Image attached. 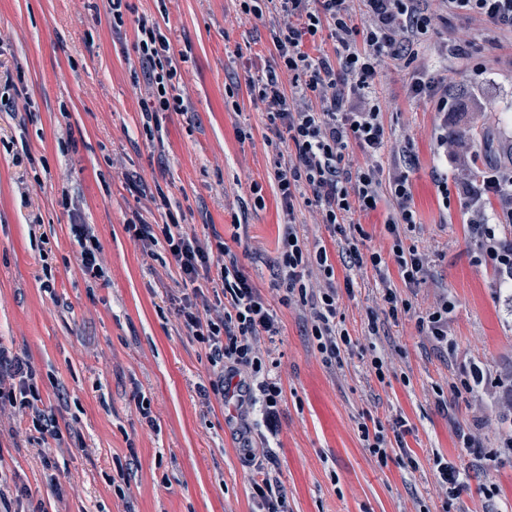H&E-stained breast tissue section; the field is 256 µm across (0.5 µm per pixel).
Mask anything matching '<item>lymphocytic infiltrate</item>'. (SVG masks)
Wrapping results in <instances>:
<instances>
[{
  "label": "lymphocytic infiltrate",
  "mask_w": 512,
  "mask_h": 512,
  "mask_svg": "<svg viewBox=\"0 0 512 512\" xmlns=\"http://www.w3.org/2000/svg\"><path fill=\"white\" fill-rule=\"evenodd\" d=\"M281 23L272 33L279 71L292 76L283 88L278 73L250 79L254 101L264 105L271 125L285 127L293 154H284L280 142H272L274 176L283 206L289 216L282 236L278 263L280 285L286 300L300 299L308 308L307 322L318 351L327 365L340 360L351 349L352 340L337 319L339 295L331 285L335 269L327 249L310 244L300 234L293 218L295 204L306 198L327 226L344 224L353 211H370L381 198V184L372 164L357 166L346 175L342 163L350 143L363 147L372 157L384 145L381 107L373 97V80L383 58L412 52L431 24L423 0H363L370 24L362 41H355L350 0H269ZM447 9H465L498 30L512 33V0H441ZM329 30L336 47L333 55L312 57L305 49L322 30ZM139 59L147 76V96L142 101L144 121H154L159 112L184 111V99L175 94L173 80L179 64L169 41L156 23L141 19L137 25ZM350 84V96L337 93L339 81ZM483 189L499 205L500 224L477 215L471 224L477 254L492 261L500 284L512 283V238L503 236L501 224L512 223V172L490 170L482 179ZM394 201L388 228L393 236L389 256L374 251L362 254L355 235L338 243L340 254L350 264L370 262L384 271L395 260L405 284L422 281L427 271L425 253L404 246L402 235L416 226L412 192L405 172H394L388 184ZM165 241L184 280L197 282L200 271L215 270L213 285L224 297L217 315H200L194 302L181 314L187 330L211 350L214 392L235 394L238 404L251 400L252 382H259L263 395L264 423L276 429L282 389L268 377L260 350L261 338L279 334L276 317L253 287L224 245H202L183 229L170 224ZM31 366L0 346V406L21 404L31 411L32 425L39 432H53L55 422L46 418L37 402Z\"/></svg>",
  "instance_id": "lymphocytic-infiltrate-1"
}]
</instances>
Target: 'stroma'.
Returning <instances> with one entry per match:
<instances>
[{"instance_id": "obj_1", "label": "stroma", "mask_w": 512, "mask_h": 512, "mask_svg": "<svg viewBox=\"0 0 512 512\" xmlns=\"http://www.w3.org/2000/svg\"><path fill=\"white\" fill-rule=\"evenodd\" d=\"M434 20L413 57L386 60L373 81L385 146L381 181L406 168L417 225L404 240L428 258L410 306L382 311L371 264L349 268L341 232L296 203L299 229L321 241L335 266L337 319L354 341L339 366L318 352L304 308L278 287L287 220L264 148L270 122L248 81L278 66L271 10L246 18L239 0H124L115 23L108 0H0V344L28 361L39 407L57 436L35 431L25 409L0 413V507L6 512H258L248 461L234 434L235 402L209 393L210 350L189 334L179 308L192 296L160 235L178 222L203 241L223 242L277 318L262 342L283 389L278 431L253 411L255 461L282 486L286 512H512V290L476 261L470 224L492 211L482 172L512 169V34L429 0ZM156 22L181 60L174 80L187 106L143 129L146 86L138 63L139 19ZM461 53L446 56V45ZM448 81L452 112L411 90L414 75ZM476 127L475 146L458 133ZM447 148H440V139ZM447 175L449 198L437 179ZM390 193L355 212L362 253L389 254ZM141 216L159 238L143 250L125 229ZM90 225L101 275L83 271L72 223ZM353 288H346V280ZM455 303L452 342L435 343L417 321L441 294ZM379 325L368 333L369 320ZM390 363L385 379L373 356ZM480 368L481 398L450 385ZM150 404V418L140 413ZM404 416V445L420 467L379 465L360 425L391 428ZM466 431L474 447H462ZM58 446L51 463L42 442ZM452 461L464 478L448 498L433 466ZM123 480L116 493L114 480Z\"/></svg>"}]
</instances>
